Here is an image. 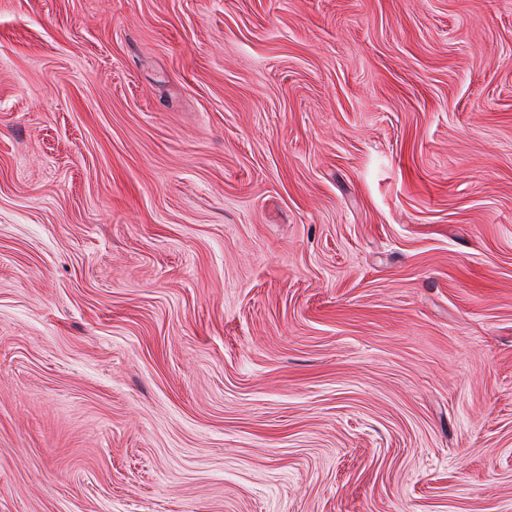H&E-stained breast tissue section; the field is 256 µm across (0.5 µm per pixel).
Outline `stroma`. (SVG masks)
I'll use <instances>...</instances> for the list:
<instances>
[{
  "label": "stroma",
  "mask_w": 512,
  "mask_h": 512,
  "mask_svg": "<svg viewBox=\"0 0 512 512\" xmlns=\"http://www.w3.org/2000/svg\"><path fill=\"white\" fill-rule=\"evenodd\" d=\"M0 512H512V0H0Z\"/></svg>",
  "instance_id": "stroma-1"
}]
</instances>
